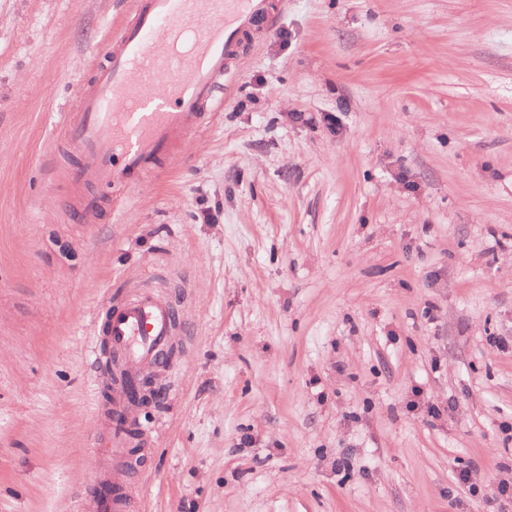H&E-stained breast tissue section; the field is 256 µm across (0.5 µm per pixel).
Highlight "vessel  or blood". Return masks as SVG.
<instances>
[{
  "mask_svg": "<svg viewBox=\"0 0 512 512\" xmlns=\"http://www.w3.org/2000/svg\"><path fill=\"white\" fill-rule=\"evenodd\" d=\"M268 0H136L104 52L91 87L65 119L68 143L80 164L71 182L139 178L169 156L178 137L204 121L239 54L241 34L269 18ZM175 313L165 296L140 288L107 316L103 334L127 377L114 411H126L128 389L158 365L173 334ZM101 475L108 498L80 499L79 512H129L130 466L122 427L108 430Z\"/></svg>",
  "mask_w": 512,
  "mask_h": 512,
  "instance_id": "obj_1",
  "label": "vessel or blood"
}]
</instances>
